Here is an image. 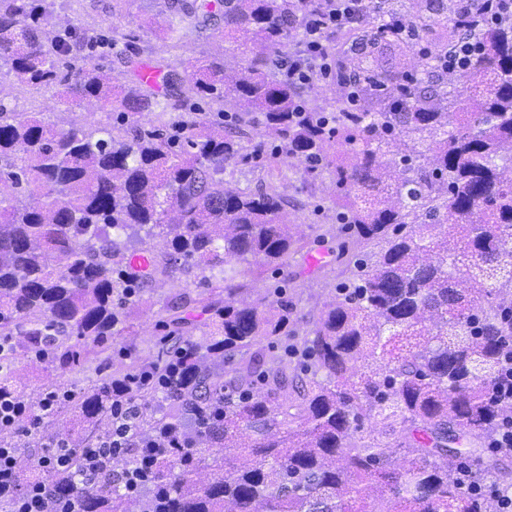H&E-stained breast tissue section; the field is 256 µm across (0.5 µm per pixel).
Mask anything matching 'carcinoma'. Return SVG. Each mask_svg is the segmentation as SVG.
<instances>
[{"label": "carcinoma", "mask_w": 512, "mask_h": 512, "mask_svg": "<svg viewBox=\"0 0 512 512\" xmlns=\"http://www.w3.org/2000/svg\"><path fill=\"white\" fill-rule=\"evenodd\" d=\"M470 0H375L351 37L371 45L389 36L419 70H385L366 56L342 55L335 112L300 105L307 87L268 78L273 56L317 0H169L167 36L180 41L199 16L224 17L246 66L229 75L224 61L188 62L189 92L244 104L234 133L200 120L186 136L145 130L138 116L160 105L154 92L72 59L68 41L48 27L47 0H0V64L36 89L64 87L71 100L127 110L130 135L110 128H52L26 112L0 108V182L40 190L37 206L0 198V336L5 354L34 353L61 369L90 351L110 349L112 329L139 301L133 285L151 284L175 267L208 288L200 299L210 333L198 341L187 322L156 337L153 359L134 358L133 373L176 363L179 388L145 406L139 436L159 456L148 489L132 495L120 476L136 467L130 452L112 459V475L83 479L81 449L110 425L103 388L69 408L78 420L70 467L47 473L61 497L84 512H498L494 494L474 497L481 475L497 488L512 470L490 447L512 421V403L491 396L512 336V6ZM409 25L400 36L392 15ZM473 43L461 66L445 53ZM467 78L465 89L455 79ZM260 135L281 143L278 162H334L336 261L360 275L336 287L334 302L301 335L288 316L282 285L249 304L255 270L280 266L305 243L294 239L288 198L275 189L230 190L224 165ZM458 228L451 238L439 230ZM160 236L161 254L133 241ZM148 264L133 268V257ZM267 340L282 354L265 359ZM303 362L304 373L292 367ZM238 361L224 379V365ZM382 423L378 436L365 424ZM395 436L413 455L392 467L383 439ZM39 441L20 452L23 476L38 470ZM246 457L229 466V454ZM209 463L211 479L196 474Z\"/></svg>", "instance_id": "cac0c4a2"}]
</instances>
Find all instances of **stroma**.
<instances>
[{"label":"stroma","instance_id":"obj_1","mask_svg":"<svg viewBox=\"0 0 512 512\" xmlns=\"http://www.w3.org/2000/svg\"><path fill=\"white\" fill-rule=\"evenodd\" d=\"M51 23L54 28L67 30L78 26L79 36L93 40L104 36L110 39L111 49L95 62L112 76L125 79L129 72L127 60L149 64L162 72L176 75L182 85H189L190 71L186 64L196 57L211 56L223 59L226 69H235L244 63L242 55L233 51L228 39L209 27L200 25L186 30L178 49H171L166 35L168 14L163 0H51ZM162 108L144 113L142 125L160 130L164 135L189 129L201 116L210 117L214 127L234 129L241 109L235 102L209 104L186 94L172 95L161 100ZM0 107L8 112H33L44 122L56 127H70L89 122L100 127L123 131L125 123L120 102L101 105L96 118H88L85 104L67 105L52 90L37 91L20 85L8 69L0 70ZM275 145L274 139L261 137L249 145L246 159L230 162L224 170V179L231 188L255 186L263 177V168ZM278 191L285 193L291 205L288 209L295 237L307 243L305 252L289 256L271 276L289 284L290 318L299 331L310 330L321 310L335 297L333 286L327 285L318 268L310 266L309 256H324L328 264L336 262V242L320 238L319 225L332 221L334 213V180L330 169L320 167L312 171L281 167L273 179ZM189 291L198 295L196 285L187 284L185 276L158 278L144 287L140 301L132 310L134 328L126 332L116 330L113 348H123L132 355L147 356L148 344L158 333L157 325L176 317L185 318L194 339H201L210 329L206 312L201 306L170 307V299L177 293ZM126 360L115 357L104 359L90 355L88 360L65 369H53L37 362L33 356L17 357L10 362L11 378L23 387L31 402H38L42 390L57 385L75 390H90L101 381L124 370Z\"/></svg>","mask_w":512,"mask_h":512}]
</instances>
